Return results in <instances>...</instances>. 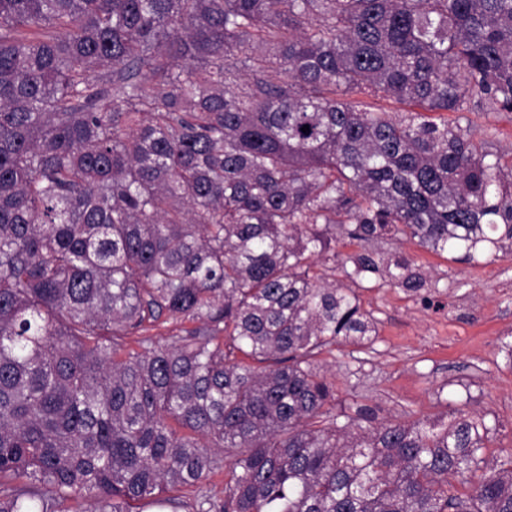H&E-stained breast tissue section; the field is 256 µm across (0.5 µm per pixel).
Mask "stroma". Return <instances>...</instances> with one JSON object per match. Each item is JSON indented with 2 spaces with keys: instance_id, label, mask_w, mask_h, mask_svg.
Here are the masks:
<instances>
[{
  "instance_id": "1",
  "label": "stroma",
  "mask_w": 512,
  "mask_h": 512,
  "mask_svg": "<svg viewBox=\"0 0 512 512\" xmlns=\"http://www.w3.org/2000/svg\"><path fill=\"white\" fill-rule=\"evenodd\" d=\"M387 249L411 261L424 288L372 281L360 298L376 322L373 344L332 348L316 364L339 398L355 384L359 405L377 420L434 418L464 402L497 421L486 457L512 451V363L503 350L512 342V254L468 264L406 240Z\"/></svg>"
}]
</instances>
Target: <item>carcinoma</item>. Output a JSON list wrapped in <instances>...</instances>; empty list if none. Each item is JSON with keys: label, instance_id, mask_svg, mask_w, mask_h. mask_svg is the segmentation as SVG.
<instances>
[{"label": "carcinoma", "instance_id": "carcinoma-1", "mask_svg": "<svg viewBox=\"0 0 512 512\" xmlns=\"http://www.w3.org/2000/svg\"><path fill=\"white\" fill-rule=\"evenodd\" d=\"M474 107L512 0H0V512H512L488 414L376 424L313 364L377 335L363 283L424 288L386 240L512 253Z\"/></svg>", "mask_w": 512, "mask_h": 512}]
</instances>
